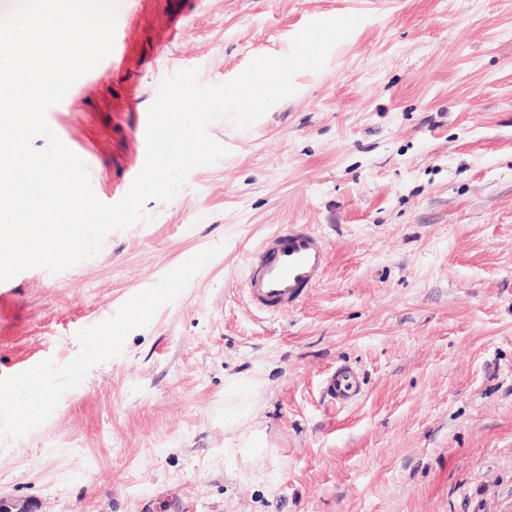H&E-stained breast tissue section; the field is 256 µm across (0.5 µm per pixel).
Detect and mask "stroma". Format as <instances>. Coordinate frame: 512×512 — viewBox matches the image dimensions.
Returning a JSON list of instances; mask_svg holds the SVG:
<instances>
[{
    "label": "stroma",
    "instance_id": "35a3bbf8",
    "mask_svg": "<svg viewBox=\"0 0 512 512\" xmlns=\"http://www.w3.org/2000/svg\"><path fill=\"white\" fill-rule=\"evenodd\" d=\"M339 7L356 34L250 129L211 123L228 155L148 201L151 222L0 283V497L34 512H512V0H120L110 55L47 121L115 203L165 78L227 82ZM288 224L315 228L328 268L269 317L244 299L243 262ZM340 365L362 380L345 407L322 395ZM28 370L50 390L34 411ZM231 377L262 382L252 458L224 445Z\"/></svg>",
    "mask_w": 512,
    "mask_h": 512
}]
</instances>
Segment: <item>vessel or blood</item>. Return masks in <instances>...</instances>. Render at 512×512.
<instances>
[{"instance_id": "1", "label": "vessel or blood", "mask_w": 512, "mask_h": 512, "mask_svg": "<svg viewBox=\"0 0 512 512\" xmlns=\"http://www.w3.org/2000/svg\"><path fill=\"white\" fill-rule=\"evenodd\" d=\"M328 265L323 238L307 224H291L266 236L244 266L243 290L252 308L271 315L295 306ZM357 390L355 375L341 368L326 377L325 398L343 406Z\"/></svg>"}]
</instances>
